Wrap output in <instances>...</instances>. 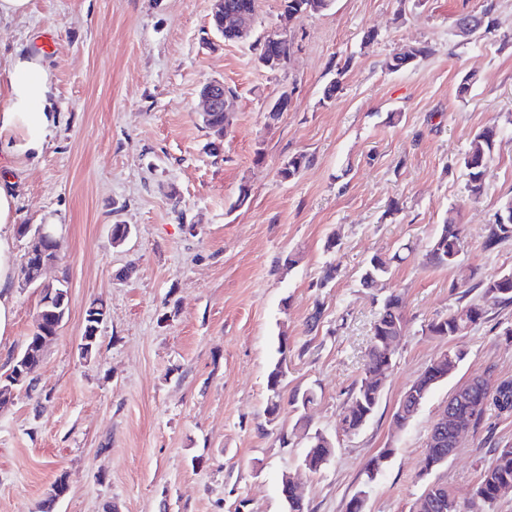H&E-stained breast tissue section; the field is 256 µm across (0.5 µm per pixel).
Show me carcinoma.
I'll return each mask as SVG.
<instances>
[{"instance_id": "carcinoma-1", "label": "carcinoma", "mask_w": 512, "mask_h": 512, "mask_svg": "<svg viewBox=\"0 0 512 512\" xmlns=\"http://www.w3.org/2000/svg\"><path fill=\"white\" fill-rule=\"evenodd\" d=\"M425 47H414L407 54H395L387 62V67L398 71L413 64L417 58L427 55ZM498 131L493 127H486L477 132L471 142L469 151L463 158V167L467 171L465 190L474 198L481 196L485 189V177L490 164L494 159V149L497 143ZM309 163L304 155L291 156L283 162L279 175L284 180L295 178ZM512 237V223L502 224L495 222L490 225L486 237V246L491 248L501 241ZM463 251V229L453 216H448L431 240L425 255L426 263L435 267H446L456 271V288H464L471 292L475 288L481 289L480 300L471 301L464 306L439 317L427 325L429 335L438 338L451 339L468 333L480 324L486 317V303H512V277L476 280L477 272L474 268L464 265L459 259V252ZM401 259L396 254L391 258L375 255L367 262L360 278L361 285L379 282L385 279L391 270V262ZM68 288L63 281L58 280L44 286L40 291V300L35 317L34 329L27 336L24 348L14 358L16 364L8 378L16 382V389L31 390L33 387L35 370L42 362L46 345L58 334L62 324L56 318L68 307ZM407 325L399 296L390 294L383 299L382 312L372 326L367 362L360 379L351 390L346 407L340 420L342 430L347 434L359 432L367 423L377 407L386 378L387 370L392 365L386 350L387 341L398 334V329ZM288 347L284 338H279V358L267 376V414H278L282 404V366L288 363ZM436 387L430 378L420 375L411 385L416 394L415 405L420 406ZM467 401L457 403V412L461 415L468 413V408L477 399L487 400L498 414L512 415V378L496 380L491 385L483 382L479 387H468L465 390ZM504 485L512 486V447L494 449V458L491 465L486 468L477 486V494L482 504L491 505L498 500L499 488ZM68 491L66 474H59L46 499L42 502L41 512H52L56 501L63 498Z\"/></svg>"}]
</instances>
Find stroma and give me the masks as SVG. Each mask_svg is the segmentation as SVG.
Segmentation results:
<instances>
[{
	"label": "stroma",
	"mask_w": 512,
	"mask_h": 512,
	"mask_svg": "<svg viewBox=\"0 0 512 512\" xmlns=\"http://www.w3.org/2000/svg\"><path fill=\"white\" fill-rule=\"evenodd\" d=\"M486 8L493 33L460 36V15ZM211 12L212 0H31L25 21L0 25L1 45L34 49L46 31L54 40L44 56L60 123L40 162L11 177L21 223L58 224L64 256L44 277L66 279L69 292L35 372L45 409L23 392L0 407V512H40L61 473L68 493L54 512H285L287 475L310 512H345L359 492L365 512H411L433 483L468 512L495 449L512 446V415L486 409L442 467L423 472L422 460L453 389L512 377V303L488 304L466 335L429 336L430 321L480 294L455 289L454 271L424 255L453 210L462 262L482 279L512 271V238L485 246L512 197V0H334L321 14L295 16L283 0H258L257 37L283 29L290 40V59L275 72L251 44L214 33ZM370 30L378 37L367 45ZM420 45L429 56L388 69L394 53ZM468 72L477 81L458 96ZM335 78L341 90L325 99ZM211 79L233 91L221 138L197 115ZM284 93L287 111L268 121L267 103ZM487 126L500 135L474 199L462 160ZM299 154L308 165L282 180V162ZM115 224L132 228L119 247ZM406 244L413 254L389 277L361 286L372 255ZM289 255L294 265L277 268ZM329 262L337 278L318 287ZM392 293L407 333L375 412L346 436L339 418ZM95 301L107 316L86 358L79 344ZM38 302L37 288H18L0 375L33 331ZM317 309L321 321L308 329ZM282 334L293 347L284 395L310 388L316 400L303 411L282 404L272 419L267 375ZM451 348L465 354L456 372L395 429L410 383ZM301 417L336 443L315 473L303 465Z\"/></svg>",
	"instance_id": "35a3bbf8"
}]
</instances>
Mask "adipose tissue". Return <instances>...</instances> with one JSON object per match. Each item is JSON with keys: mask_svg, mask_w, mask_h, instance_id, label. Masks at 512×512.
Wrapping results in <instances>:
<instances>
[{"mask_svg": "<svg viewBox=\"0 0 512 512\" xmlns=\"http://www.w3.org/2000/svg\"><path fill=\"white\" fill-rule=\"evenodd\" d=\"M0 69V166L34 165L60 122L52 68L42 55L15 47ZM20 221L11 178L0 179V337L12 325L20 281L15 251Z\"/></svg>", "mask_w": 512, "mask_h": 512, "instance_id": "ef3b65f1", "label": "adipose tissue"}]
</instances>
